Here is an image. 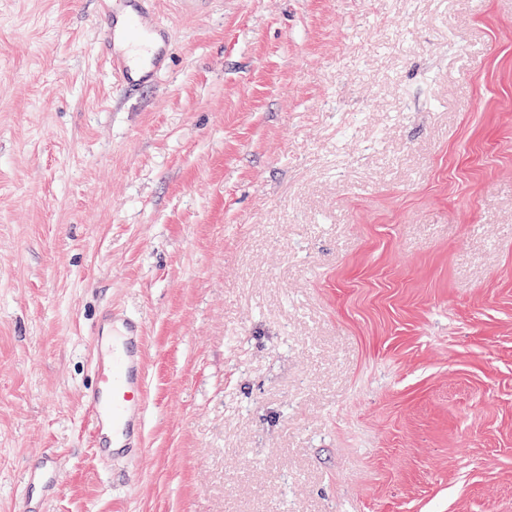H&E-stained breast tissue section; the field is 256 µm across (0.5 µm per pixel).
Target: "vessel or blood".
<instances>
[{
	"instance_id": "vessel-or-blood-1",
	"label": "vessel or blood",
	"mask_w": 512,
	"mask_h": 512,
	"mask_svg": "<svg viewBox=\"0 0 512 512\" xmlns=\"http://www.w3.org/2000/svg\"><path fill=\"white\" fill-rule=\"evenodd\" d=\"M151 0H122L121 8L105 4L101 14V52L111 72L123 85L135 88L153 83L164 69L168 32L148 20ZM141 330L133 317L105 312L96 324L92 350L95 382L85 393L97 453L112 457L123 448H143L139 406L145 405L146 378L141 359ZM58 462L41 458L24 474L29 493L20 512H41V502L31 493L38 487L46 494L58 491Z\"/></svg>"
}]
</instances>
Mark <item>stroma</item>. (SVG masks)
Wrapping results in <instances>:
<instances>
[{
  "label": "stroma",
  "mask_w": 512,
  "mask_h": 512,
  "mask_svg": "<svg viewBox=\"0 0 512 512\" xmlns=\"http://www.w3.org/2000/svg\"><path fill=\"white\" fill-rule=\"evenodd\" d=\"M100 10L0 0V512H512V0H155L136 91ZM138 321L112 309L96 324L92 350L95 382L85 393L93 443L102 457L112 458L121 448H146L139 410L146 404V378L141 359ZM137 402V408L131 403ZM58 462L52 457H42L35 469H29L24 474V487L31 491L38 485L46 494H55L58 485L55 480Z\"/></svg>",
  "instance_id": "35a3bbf8"
}]
</instances>
